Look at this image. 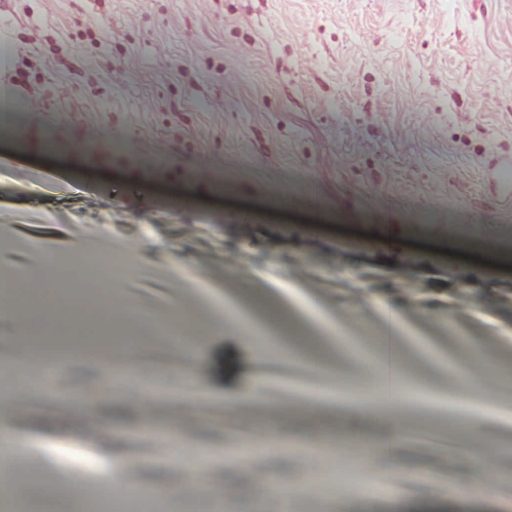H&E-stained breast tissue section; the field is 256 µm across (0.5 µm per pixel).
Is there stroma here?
Segmentation results:
<instances>
[{
	"mask_svg": "<svg viewBox=\"0 0 512 512\" xmlns=\"http://www.w3.org/2000/svg\"><path fill=\"white\" fill-rule=\"evenodd\" d=\"M0 56L21 131L0 133V225L46 257L106 241L123 259L117 302L166 310L195 272L199 302L239 312L210 321L198 369L211 394L197 401L175 342L164 378L139 369L120 401L94 354L63 359L48 409L0 367V417L13 426L0 448L28 449L0 470L71 453L91 466L56 465L67 496L162 489L176 512H214L196 491L205 482L233 512H273L257 485L323 473L312 443L339 434L354 454L380 425L316 404L335 391L317 373L247 400L258 362L276 373L291 348L330 364L327 324L372 354L381 299L412 336L399 350L412 377L405 428L443 435L464 410L512 416L494 381L465 396L436 369L483 373L469 340L512 355V205L483 186L487 159L512 152V0H0ZM229 392L252 426L246 468L224 456L237 445ZM272 430L279 449L266 453ZM478 456L486 491L458 498ZM368 470L402 481L407 512H512L504 451L402 447ZM336 487L323 512H387L384 490Z\"/></svg>",
	"mask_w": 512,
	"mask_h": 512,
	"instance_id": "35a3bbf8",
	"label": "stroma"
}]
</instances>
